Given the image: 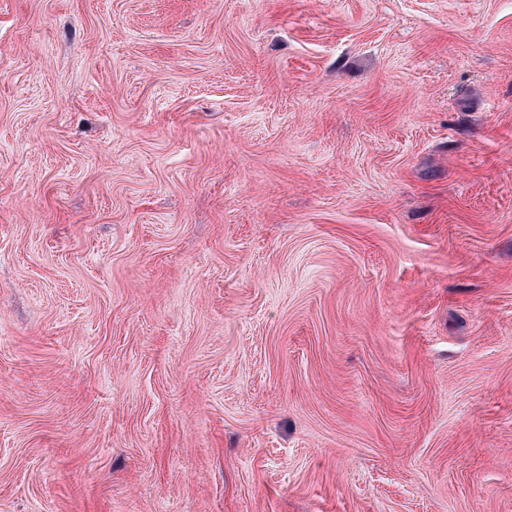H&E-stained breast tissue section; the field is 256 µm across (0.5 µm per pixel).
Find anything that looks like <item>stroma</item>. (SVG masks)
Wrapping results in <instances>:
<instances>
[{"label": "stroma", "instance_id": "obj_1", "mask_svg": "<svg viewBox=\"0 0 512 512\" xmlns=\"http://www.w3.org/2000/svg\"><path fill=\"white\" fill-rule=\"evenodd\" d=\"M0 512H512V0H0Z\"/></svg>", "mask_w": 512, "mask_h": 512}]
</instances>
